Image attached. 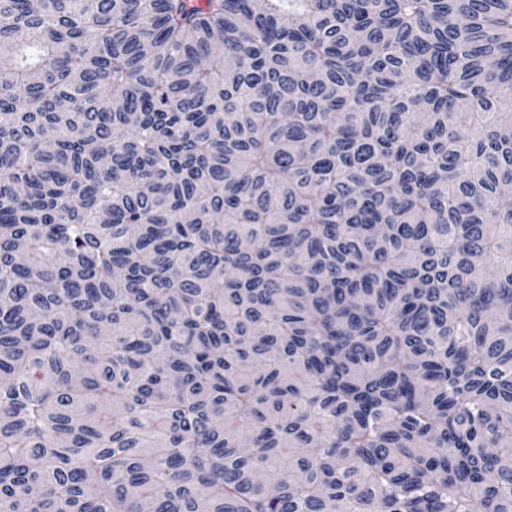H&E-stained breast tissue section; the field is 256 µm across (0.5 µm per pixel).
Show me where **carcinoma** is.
Returning <instances> with one entry per match:
<instances>
[{
  "label": "carcinoma",
  "mask_w": 512,
  "mask_h": 512,
  "mask_svg": "<svg viewBox=\"0 0 512 512\" xmlns=\"http://www.w3.org/2000/svg\"><path fill=\"white\" fill-rule=\"evenodd\" d=\"M0 512H512V0H0Z\"/></svg>",
  "instance_id": "1"
}]
</instances>
